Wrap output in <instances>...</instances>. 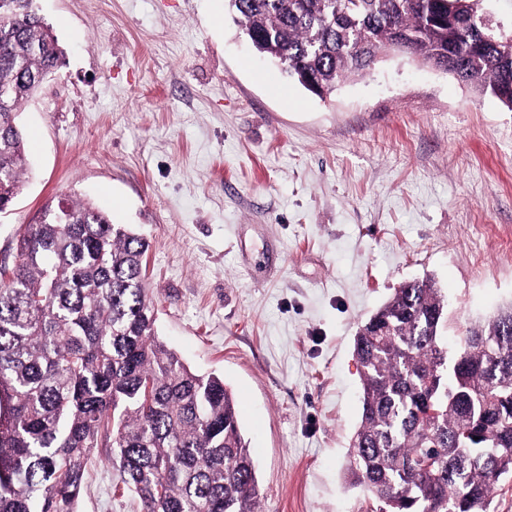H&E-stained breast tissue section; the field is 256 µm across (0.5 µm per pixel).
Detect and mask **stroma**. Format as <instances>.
<instances>
[{
    "label": "stroma",
    "instance_id": "1",
    "mask_svg": "<svg viewBox=\"0 0 512 512\" xmlns=\"http://www.w3.org/2000/svg\"><path fill=\"white\" fill-rule=\"evenodd\" d=\"M66 64L20 114L31 173L0 259L68 196L149 240L160 340L239 402L261 512H370L348 487L353 343L430 277L457 347L512 302V110L401 54L327 96L260 56L225 0H38ZM110 450L79 512H141Z\"/></svg>",
    "mask_w": 512,
    "mask_h": 512
}]
</instances>
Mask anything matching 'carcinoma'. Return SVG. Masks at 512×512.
<instances>
[{"instance_id":"obj_1","label":"carcinoma","mask_w":512,"mask_h":512,"mask_svg":"<svg viewBox=\"0 0 512 512\" xmlns=\"http://www.w3.org/2000/svg\"><path fill=\"white\" fill-rule=\"evenodd\" d=\"M259 54L320 95L405 52L512 109V33L483 0H227ZM64 63L36 0H0V212L29 173L18 111ZM146 238L92 203L59 199L0 264V512H76L102 442L143 512H259L238 403L155 331ZM431 279L393 295L354 336L361 417L349 485L376 512H493L512 476V304L450 354Z\"/></svg>"}]
</instances>
